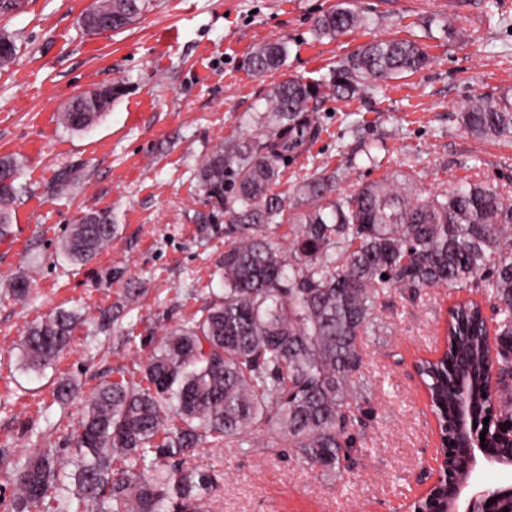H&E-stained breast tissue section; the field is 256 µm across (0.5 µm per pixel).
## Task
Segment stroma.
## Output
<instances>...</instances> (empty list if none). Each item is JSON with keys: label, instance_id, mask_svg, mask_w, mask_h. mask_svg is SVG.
I'll return each instance as SVG.
<instances>
[{"label": "stroma", "instance_id": "obj_1", "mask_svg": "<svg viewBox=\"0 0 512 512\" xmlns=\"http://www.w3.org/2000/svg\"><path fill=\"white\" fill-rule=\"evenodd\" d=\"M90 2L17 0L0 12V34L16 44L0 69V157L20 160L27 187L12 209L13 235L0 240V448L14 457L62 443L76 427L78 408L54 401L53 380L71 377L90 392L145 341L222 299L224 236L198 231L209 213L198 173L215 147L258 136L275 84L330 79L378 39L417 41L430 58L353 98L319 99L318 133L284 162L277 186L291 213L307 209L296 187L319 168L337 172L340 194L396 179L424 194L478 181L512 192V143L473 135L460 120L473 98L512 102V0H353L367 24L333 40L316 38L313 25L340 0H160L99 35L81 23ZM277 40L288 43L285 66L255 75L253 50ZM101 87L115 95L93 127L58 124L74 95ZM89 210L110 211L118 231L95 260L73 265L57 244ZM22 271L31 286L19 301L11 284ZM130 282L144 290L137 307L101 330L97 307ZM459 296L441 287L383 296L381 331L363 345L370 391L356 410L361 445L349 469L322 472L287 447L202 445L194 460L214 477L213 512H407L434 452L412 361L439 346ZM58 307L83 316L69 351L44 376L22 372L24 328Z\"/></svg>", "mask_w": 512, "mask_h": 512}]
</instances>
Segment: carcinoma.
<instances>
[{"instance_id": "1", "label": "carcinoma", "mask_w": 512, "mask_h": 512, "mask_svg": "<svg viewBox=\"0 0 512 512\" xmlns=\"http://www.w3.org/2000/svg\"><path fill=\"white\" fill-rule=\"evenodd\" d=\"M154 0H92L89 9L112 18L119 31L149 12ZM366 24L345 6L319 16L313 32L334 39ZM288 42H270L249 58L256 75L285 65ZM428 57L411 40H374L341 61L329 82L291 78L267 97L268 130L260 144L220 145L202 161L199 177L211 218L224 216L220 263L224 298L166 331L119 378L99 383L80 402V420L63 447L37 448L11 467L10 512H204L211 476L191 462L201 445L252 448L285 443L305 462L333 472L359 443L354 401L365 398L357 376L363 337L380 331L381 296L391 289L472 285L497 316L495 356L485 347L479 304L449 310L448 351L419 360L417 371L439 425L455 419V384L462 377L483 403L486 368L502 391L512 385V198L483 182L438 194L412 196L391 183L362 185L327 198L336 176L316 172L299 191L307 210L292 217L285 247L271 237L284 222L286 199L276 191L285 157L302 153L316 134L313 103L322 88L339 99L381 80L424 68ZM112 97L73 98L60 124L73 132L92 127ZM472 134L512 141V104L477 98L463 107ZM20 161L0 158V238L12 233L10 205L25 192ZM112 213L91 210L69 226L60 255L85 265L112 242ZM387 278H382V275ZM129 283L119 301L98 310L108 327L138 302ZM77 309L57 308L29 325L18 367L42 374L55 365L80 323ZM79 384L58 380L56 400L71 399Z\"/></svg>"}]
</instances>
